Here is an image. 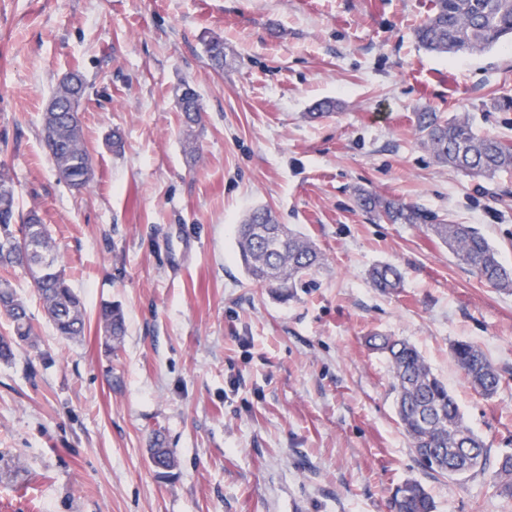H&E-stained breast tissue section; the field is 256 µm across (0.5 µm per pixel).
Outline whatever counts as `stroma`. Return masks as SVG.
<instances>
[{
    "mask_svg": "<svg viewBox=\"0 0 512 512\" xmlns=\"http://www.w3.org/2000/svg\"><path fill=\"white\" fill-rule=\"evenodd\" d=\"M432 0H0V168L37 210L87 320L66 341L33 282L4 270L39 323L0 361V512H388L407 480L435 512H512L492 470L512 453V292L474 278L420 224L367 215L354 192L480 229L512 266V171L437 166L416 115L466 114L512 144V46L439 55L415 32ZM224 41L214 70L205 42ZM93 180L75 193L41 140L66 73ZM199 94L188 130L179 89ZM323 102L331 114L312 113ZM122 153L106 145L112 132ZM265 207L324 256L286 296L249 280L236 227ZM398 265L392 293L375 265ZM124 314L105 346L103 303ZM414 345L489 449L487 472L425 470L402 430L387 360ZM501 371L474 392L451 346ZM162 433L176 455L157 474ZM86 95L87 85L82 75L78 72H70L59 81L52 99L56 97H70V99H76L80 106ZM370 277L373 286L382 291L399 288L403 280L402 272L396 266L386 263L373 267ZM150 450V461L156 469H172L176 466V457L172 448H167L164 440L157 435Z\"/></svg>",
    "mask_w": 512,
    "mask_h": 512,
    "instance_id": "obj_1",
    "label": "stroma"
}]
</instances>
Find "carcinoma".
Segmentation results:
<instances>
[{"instance_id": "obj_1", "label": "carcinoma", "mask_w": 512, "mask_h": 512, "mask_svg": "<svg viewBox=\"0 0 512 512\" xmlns=\"http://www.w3.org/2000/svg\"><path fill=\"white\" fill-rule=\"evenodd\" d=\"M416 38L428 51L437 54L484 53L512 40V0H434L432 12L418 28ZM206 53L216 67L224 65V41L213 37L205 42ZM87 85L81 74L70 72L58 83L53 97L74 98L82 102ZM183 123L191 128L201 122L197 92L181 91L179 96ZM418 141L436 164L461 171L473 178L492 179L512 169V146L478 133L466 116L442 118L435 112L417 117ZM41 138L60 177L80 193L90 185L92 159L82 139V126L76 112H46ZM17 188L11 176L0 169V266L26 267V259L15 246L18 234L37 243L47 261V271L31 275L43 304L44 313L58 335L74 339L84 335L86 319L83 303L71 288L62 258L37 211L21 213L16 206ZM357 205L391 224H422L440 240L458 262L480 282L502 291H512V269L503 264L499 251L478 228L470 224H449L428 217L419 207L386 199L365 189L355 191ZM238 251L247 275L267 288L283 292L320 266L323 256L316 244L303 233L275 221L268 208L251 211L238 227ZM373 286L389 291L400 287L402 272L394 265L372 268ZM0 313L11 322V332L0 336V360L8 361L14 348L33 344L36 326L25 302L18 297L10 280L0 279ZM98 321L107 345L125 334L121 308L104 304ZM368 344L385 355L392 372L399 422L421 465L440 475L468 478L485 471L488 448L465 423L446 386L425 363L409 342L392 336L374 334ZM452 354L466 380L481 395L493 396L501 375L485 353L469 341H458ZM468 448L473 455L457 469L448 461L457 449ZM150 461L156 469H172L176 457L160 437L150 448ZM499 493L512 497V454L502 455L494 472ZM435 505L426 489L407 480L392 493L388 512H434Z\"/></svg>"}]
</instances>
